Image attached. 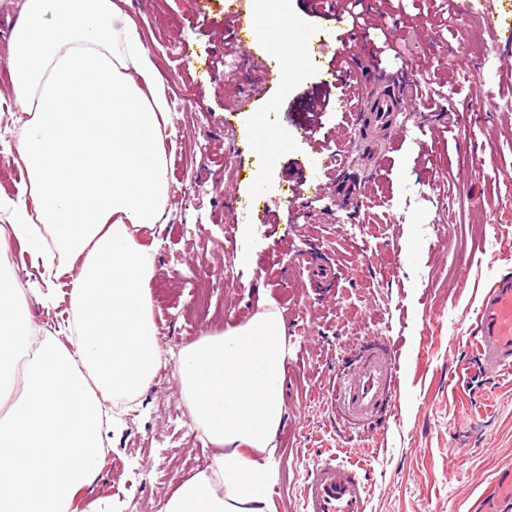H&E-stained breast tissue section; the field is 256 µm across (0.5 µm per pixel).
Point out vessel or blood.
I'll return each mask as SVG.
<instances>
[{
	"label": "vessel or blood",
	"instance_id": "1",
	"mask_svg": "<svg viewBox=\"0 0 512 512\" xmlns=\"http://www.w3.org/2000/svg\"><path fill=\"white\" fill-rule=\"evenodd\" d=\"M324 18L337 41H355L359 29L350 15L332 7ZM408 94L400 80L381 78L372 95L374 126L392 125L395 113L405 111ZM470 341L484 368L497 374L512 370V273L494 278L477 307ZM399 366L381 340H366L353 364L336 383V402L343 420L365 425L388 419L395 410ZM368 491L354 465L336 457L322 460L307 477L302 512H367ZM512 506V471L500 474L487 512H507Z\"/></svg>",
	"mask_w": 512,
	"mask_h": 512
}]
</instances>
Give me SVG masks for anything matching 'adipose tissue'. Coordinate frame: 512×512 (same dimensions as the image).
I'll use <instances>...</instances> for the list:
<instances>
[{
  "mask_svg": "<svg viewBox=\"0 0 512 512\" xmlns=\"http://www.w3.org/2000/svg\"><path fill=\"white\" fill-rule=\"evenodd\" d=\"M9 46L28 116L10 155L27 181L0 225V512H71L119 426L103 400L136 399L159 367L154 249L135 235L166 221L171 109L137 22L113 0H20ZM15 239L39 272L26 288ZM64 278L71 319L41 333L30 305L54 308ZM288 342L268 308L180 350L177 386L215 453L160 512H276Z\"/></svg>",
  "mask_w": 512,
  "mask_h": 512,
  "instance_id": "1",
  "label": "adipose tissue"
}]
</instances>
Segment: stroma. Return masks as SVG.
I'll return each mask as SVG.
<instances>
[{
	"label": "stroma",
	"instance_id": "35a3bbf8",
	"mask_svg": "<svg viewBox=\"0 0 512 512\" xmlns=\"http://www.w3.org/2000/svg\"><path fill=\"white\" fill-rule=\"evenodd\" d=\"M246 4L209 0L204 28L198 0H123L172 107L168 218L135 235L158 246L149 289L168 341L81 499L158 512L210 463L214 449L190 428L173 355L245 323L266 297L293 344L274 457L278 512H301L306 476L328 454L362 467L368 512H479L512 468V374L486 373L467 342L479 292L512 268V43L499 36L512 26V0H365L369 25L398 55L375 59L367 37L341 45L353 77L331 89L313 143L296 124L325 64L295 58L265 80L280 42L253 39L242 52L224 31L225 11ZM8 54L0 37V193L13 197L25 175L7 146L26 116L9 95ZM400 69L410 106L365 139L363 80ZM261 127L288 135L275 160L257 139ZM243 167L258 182L240 178ZM307 177L319 191L295 197ZM341 178L362 197L342 200ZM257 191L272 223L251 222L244 203ZM243 253L251 267L241 266ZM307 253L329 263L331 286L309 281L299 264ZM367 335L390 341L401 373L396 417L362 430L339 424L334 387Z\"/></svg>",
	"mask_w": 512,
	"mask_h": 512
}]
</instances>
